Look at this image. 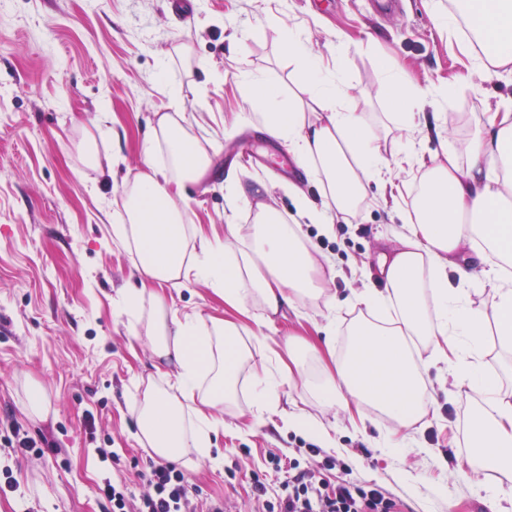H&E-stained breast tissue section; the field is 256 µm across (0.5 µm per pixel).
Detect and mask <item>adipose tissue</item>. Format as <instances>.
I'll return each instance as SVG.
<instances>
[{
	"instance_id": "ef3b65f1",
	"label": "adipose tissue",
	"mask_w": 512,
	"mask_h": 512,
	"mask_svg": "<svg viewBox=\"0 0 512 512\" xmlns=\"http://www.w3.org/2000/svg\"><path fill=\"white\" fill-rule=\"evenodd\" d=\"M469 22V38L459 52L474 68L485 62L475 43L512 48V0H453L439 15L442 27ZM283 47L295 61L314 106L303 112L283 98L276 85L243 73L239 80L259 106V127L284 143L309 178L326 185V202L300 198L299 212L311 223L331 226L366 197L372 182L391 171L376 133L365 117L338 103L344 87L334 69L313 54L293 32ZM384 92L397 109L402 129L415 131L426 91L410 85L395 63L382 61ZM144 171L124 186L116 237L134 244L141 274L139 288L125 291L120 311L131 327L145 325L155 356L175 369L173 390L144 398L136 423L156 455L177 461L187 451L207 458L220 420L214 411L234 399L238 375L250 370L257 410L277 405L281 387L308 379L309 344L287 342L294 371L274 375L255 365L247 327L230 319L168 314L159 286L192 277L205 281L227 307L245 314L260 306L261 321L281 314L294 297L323 295L319 265L299 225L285 224L270 205L259 206L247 228L230 224L221 239L198 234L180 207L184 182L205 178L211 159L181 134L178 120L163 114L142 146ZM384 290L364 289L353 301L362 319L349 330L346 354L324 366L315 389L325 406L365 414L381 411L401 424L427 415L433 399L422 373L428 360L408 342L434 345L451 365L457 384L484 404L472 415L473 446L485 467L512 472V395H503L481 363L486 322L503 344H512V107L486 113L485 122L456 147H442L426 167V177L405 222V231L380 254ZM460 281L487 288L489 313L473 311ZM151 299L148 322H141L143 299Z\"/></svg>"
}]
</instances>
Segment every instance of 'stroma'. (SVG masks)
Here are the masks:
<instances>
[{"label": "stroma", "mask_w": 512, "mask_h": 512, "mask_svg": "<svg viewBox=\"0 0 512 512\" xmlns=\"http://www.w3.org/2000/svg\"><path fill=\"white\" fill-rule=\"evenodd\" d=\"M191 2L185 18L171 0H0V470L17 481L15 491L0 493V512H19V500L20 512H112L98 486L113 478L133 497L147 490L157 456L139 437L136 416L148 386L165 383L148 340L135 337L119 313L123 290L138 287L140 273L134 247L112 233V201L142 171V141L171 110L163 83L179 88L184 132L212 160L208 177L184 188L189 223L220 235L225 225L253 223L258 205H273L284 222L299 223L326 295L339 300L331 311L323 298H295L265 326L256 325L260 310L251 308L242 322L256 332L258 360L274 359L289 336L328 337L336 355L345 353L348 327L359 316L352 294L382 287L378 255L402 232L424 180L416 159L440 149L426 133L400 129L381 92L380 60L402 65L425 90L447 88L441 125L453 145L512 100V63L468 73L455 35L434 24L432 8L447 9L448 0ZM288 30L325 63H343L342 104L381 132L400 211L373 189L358 212L339 215L325 234L298 212L302 194L322 206V188L281 166L247 163L269 137L255 130L239 74H263L284 95L307 99L282 47ZM91 151L99 164L89 163ZM237 186L244 197H234ZM160 293L179 316L224 314L223 298L192 278ZM424 378L434 405L408 426L324 408L303 389L291 391L287 410L325 427L335 440L325 448L284 426L277 412L258 414L250 378L241 374L210 458L177 464L194 488L197 512L217 499L228 512H254L251 477L267 476L278 487L276 457L320 469L332 485H378L401 512H489L485 497L502 474L459 468L481 400L457 388L444 363ZM35 385L48 406L40 418L26 410ZM15 427L35 451L22 456L9 448ZM391 433L401 447H384Z\"/></svg>", "instance_id": "stroma-1"}]
</instances>
